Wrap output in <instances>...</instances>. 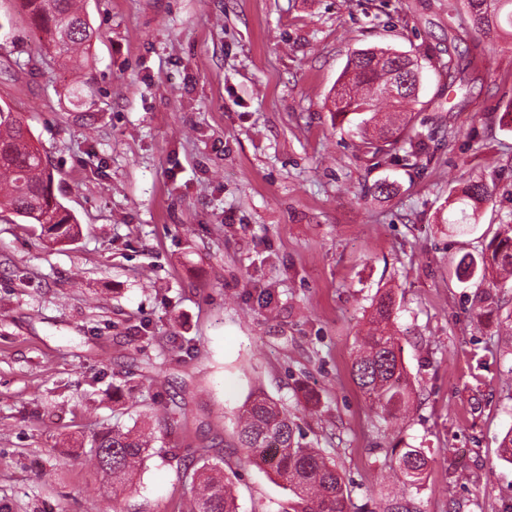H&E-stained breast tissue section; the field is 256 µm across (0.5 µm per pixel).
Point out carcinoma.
<instances>
[{
	"label": "carcinoma",
	"instance_id": "carcinoma-1",
	"mask_svg": "<svg viewBox=\"0 0 512 512\" xmlns=\"http://www.w3.org/2000/svg\"><path fill=\"white\" fill-rule=\"evenodd\" d=\"M462 3L474 33L489 40L512 38V0H448V10ZM85 0H18L27 25L40 35V48L72 65L74 91L78 100L92 96L95 89L81 73L96 35ZM384 63L375 62L374 50L356 52L349 60L348 80L331 97L336 118L354 115L363 147L377 155L399 150L410 156L423 150L417 135L403 138L412 105L418 102L421 71L413 58L392 50H381ZM408 86L398 95L384 96L385 87ZM54 175L40 150L31 141L22 113L0 104V212L7 211L26 224H37L41 234L54 242L73 238L77 221L53 190ZM494 189L483 179L468 181L458 202L461 224H476L481 206L490 201ZM512 276V225L498 233L478 258L459 262V274L486 277L489 272ZM395 306L392 293L381 294L372 306L369 326L358 342L351 374L385 421H397L407 411L412 388L401 359V347L391 331ZM185 416L177 403L163 407L164 426L176 428ZM237 437L248 460L267 466L289 491L283 512H351L345 480L336 462L320 449L304 442L300 427L288 412L261 392L252 393L237 413ZM112 451V464L98 450ZM152 432L146 428H119L98 433L92 441L91 461L112 479L113 492L132 489L141 465L153 454ZM395 473L411 484L420 483L427 471L428 457L422 448L392 447ZM179 512H239L231 478L224 472V457L204 459Z\"/></svg>",
	"mask_w": 512,
	"mask_h": 512
}]
</instances>
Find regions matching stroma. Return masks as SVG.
I'll return each mask as SVG.
<instances>
[{
	"instance_id": "stroma-1",
	"label": "stroma",
	"mask_w": 512,
	"mask_h": 512,
	"mask_svg": "<svg viewBox=\"0 0 512 512\" xmlns=\"http://www.w3.org/2000/svg\"><path fill=\"white\" fill-rule=\"evenodd\" d=\"M98 31L73 77L0 0V103L21 112L79 224L52 244L0 213V512H172L202 451L237 473L241 512L288 492L234 448L264 392L336 461L354 512H512V279L456 264L512 224V46L477 38L448 0H86ZM417 59L415 164L365 152L326 97L353 53ZM493 185L467 233L448 198ZM393 192L375 194L376 184ZM498 309L480 308L482 283ZM392 291L413 406L398 426L351 375L370 306ZM184 404L177 430L154 410ZM152 426L135 488L85 460L106 427ZM425 449L416 486L392 446Z\"/></svg>"
}]
</instances>
